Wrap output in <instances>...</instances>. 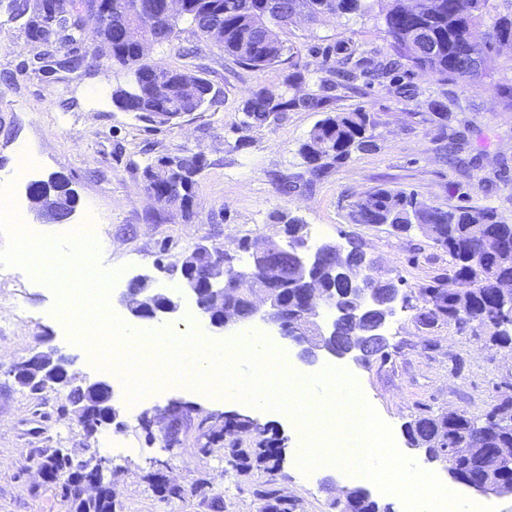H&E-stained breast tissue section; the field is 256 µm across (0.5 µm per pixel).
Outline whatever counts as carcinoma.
Here are the masks:
<instances>
[{
	"label": "carcinoma",
	"instance_id": "cac0c4a2",
	"mask_svg": "<svg viewBox=\"0 0 512 512\" xmlns=\"http://www.w3.org/2000/svg\"><path fill=\"white\" fill-rule=\"evenodd\" d=\"M0 0L13 20L23 21L29 40L47 44L59 41L73 45L87 32L96 43L110 44L102 60L128 71L131 80L113 90L112 101L123 112H136L138 118L164 124L186 112H202L215 102L212 86L197 71L188 68H160L141 55L136 47L121 39V22L146 23L150 0H112V13H105V0ZM271 0H186L185 12L154 29L155 42L172 46L181 25L216 45L241 67L266 68L282 62L288 50L283 34L288 29L286 11L298 6L317 22L325 14L353 15L364 11V0H278L281 10L270 7ZM384 14L386 32L391 38L390 62L410 65L439 80H461L479 85L484 70H471L467 61L473 48L482 53L495 49L503 37L512 39V13L489 15L488 0H443L442 11L434 15L413 14L415 0H388ZM304 79L300 68L284 76L279 87L261 86L251 91L242 112L243 125L261 127L283 120L294 110L323 112L325 117L310 130L301 144L306 174L285 177V194L324 176L334 164L347 160L355 151L372 147L369 134L373 122L366 112L326 111L330 97L310 94L288 96V88ZM203 165L202 155H172L146 166L143 177L147 189L164 192L177 186L182 210L191 213L195 176ZM349 218L354 224H389L408 232L416 224L427 227L426 236L448 253V276L437 277L418 288L424 307L417 315L425 324L451 320L460 326H491L500 307L493 285L512 279V224L498 219L495 212L478 206H426L413 193L378 187L358 197ZM491 237L501 244L495 259L488 262L481 252V239ZM320 277L334 286L336 300L345 308L347 284L326 269ZM409 443L427 448L434 458L448 461V449L465 442L472 447L467 461L457 467L468 480L481 484L495 481L512 484V398L494 405L479 423L463 413L422 414L406 426ZM61 497L78 512H111L110 502L81 499V478L71 466L72 458L55 449L41 456ZM265 507L275 512H291L292 503L283 490L265 482L255 490ZM341 512H381L361 488L345 493Z\"/></svg>",
	"mask_w": 512,
	"mask_h": 512
}]
</instances>
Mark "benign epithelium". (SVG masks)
<instances>
[{
	"mask_svg": "<svg viewBox=\"0 0 512 512\" xmlns=\"http://www.w3.org/2000/svg\"><path fill=\"white\" fill-rule=\"evenodd\" d=\"M126 41L136 44L141 52L154 45L148 28L135 25L123 27ZM43 182L33 183L29 190L31 207L45 222L64 223L74 210L60 197L41 192ZM212 248L201 245L184 256L179 266L157 267L167 275H179L177 291L155 287L157 277L151 272L133 276L117 296V303L132 320L137 322L172 321L185 313L184 303L190 299L203 310L207 328L222 334L226 330L257 319L267 324L282 339L301 347L298 356L312 364L319 354L332 357H350L365 361L377 347L388 342L384 328L396 311L402 293L391 278L377 272L375 260L353 242L339 241L310 244L309 240L284 238L272 244L254 248L251 260L242 267L224 265L210 259ZM204 267L202 278L190 277L187 267ZM330 266L337 276L348 280L353 307L342 311L336 298L317 278L316 270ZM263 271V282L257 281V271ZM303 285L299 305L288 315V288L293 283ZM68 357H58L55 350H35L27 358L11 365L8 375L36 369L33 385L59 382L70 389V394H91L98 401L104 422L112 423L116 412L112 407V389L104 381H90L71 373ZM78 472L84 476V490L99 491L103 485V460L78 461ZM450 478L482 494H512V487L487 482L475 485L462 477L455 464L448 463Z\"/></svg>",
	"mask_w": 512,
	"mask_h": 512,
	"instance_id": "7a95c632",
	"label": "benign epithelium"
}]
</instances>
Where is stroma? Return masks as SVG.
Returning <instances> with one entry per match:
<instances>
[{
    "mask_svg": "<svg viewBox=\"0 0 512 512\" xmlns=\"http://www.w3.org/2000/svg\"><path fill=\"white\" fill-rule=\"evenodd\" d=\"M363 16L301 20L284 39L292 58L306 70L296 95L321 93L329 80L320 47L344 43L353 62L386 61L390 39L383 25L386 0H371ZM94 35L76 45L86 61L76 70L57 67L66 50L30 41L18 21L0 15V185L12 184L20 199L28 186L54 175L68 178L79 194L73 217L63 224H25L41 236L64 234L88 213L99 215L104 249L97 265L116 272L115 290L155 265L179 263L197 244L224 248L246 263L241 240L262 242L279 233V213L302 220L311 242L351 240L378 262L381 274L399 280L405 298L389 323L388 360L346 362L363 397L392 434L397 450L420 470L434 474L457 496L512 512V496L480 494L448 475L447 463L431 461L411 448L404 427L423 409L457 410L482 419L491 407L512 396V348L490 341L487 330H459L448 321L421 324L420 284L448 273V255L419 231H395L386 224H354L348 213L355 198L379 186L415 193L440 206L491 208L512 224V112L500 105L498 82L512 78V48L494 50L489 77L475 88L459 80L440 81L402 65L386 77L360 73L353 86L339 88L330 111H364L374 121L372 149L352 153L333 165L307 191L284 195L278 179L303 172L299 153L317 112L293 111L276 124L248 128L241 107L260 85H276L283 66L248 70L213 44L185 60L169 47L152 46L150 60L162 67L196 66L214 87L215 104L167 124H150L119 111L112 90L127 84L125 71L95 62ZM462 140L461 163L449 162V138ZM40 158L39 168L19 174L21 150ZM202 154L195 178L191 214L159 203L147 190L143 169L163 156ZM58 300L48 283L34 284L22 268L0 265V512H70L54 486L44 482L35 462L40 452L62 448L78 457L105 460L106 481L121 512H212L221 498L224 512H258L253 491L268 475L255 460L229 463L225 448L265 444L278 458L275 477L294 503L292 512H339L340 491L352 489L344 469L320 466L303 473L304 445L298 423L284 412L262 410L227 397L219 399L186 386H169L129 409L124 388L113 374L92 366L85 346L66 336L53 308ZM52 346L73 360L72 370L112 387L118 417L86 437L78 419L61 414L69 390L57 385L38 393L21 390L8 368L35 348ZM174 402L193 405L178 421L177 447H165L155 410ZM164 477L183 486L182 499L166 500L152 481Z\"/></svg>",
    "mask_w": 512,
    "mask_h": 512,
    "instance_id": "obj_1",
    "label": "stroma"
}]
</instances>
